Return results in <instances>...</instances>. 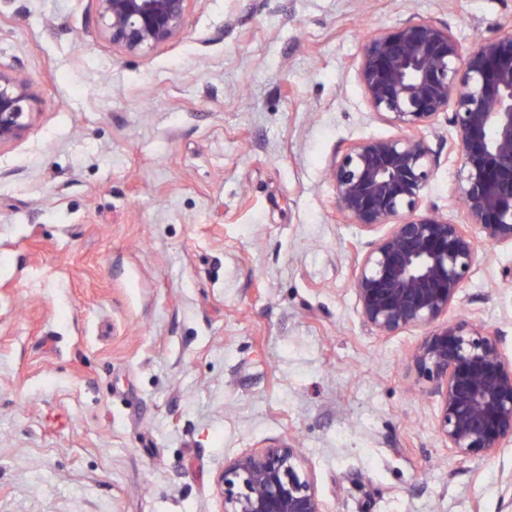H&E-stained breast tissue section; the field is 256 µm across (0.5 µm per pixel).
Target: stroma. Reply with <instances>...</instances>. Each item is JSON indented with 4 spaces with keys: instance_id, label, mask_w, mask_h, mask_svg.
I'll list each match as a JSON object with an SVG mask.
<instances>
[{
    "instance_id": "35a3bbf8",
    "label": "stroma",
    "mask_w": 512,
    "mask_h": 512,
    "mask_svg": "<svg viewBox=\"0 0 512 512\" xmlns=\"http://www.w3.org/2000/svg\"><path fill=\"white\" fill-rule=\"evenodd\" d=\"M512 0H191L146 55L93 0H0V64L31 124L0 146V512H221L225 462L297 445L326 512H501L512 445L464 459L411 361L351 282L363 239L327 171L395 135L357 77L408 18L463 45ZM424 206L462 213L448 124ZM482 260L448 320L512 358V249Z\"/></svg>"
}]
</instances>
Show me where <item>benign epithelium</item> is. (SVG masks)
<instances>
[{"label":"benign epithelium","mask_w":512,"mask_h":512,"mask_svg":"<svg viewBox=\"0 0 512 512\" xmlns=\"http://www.w3.org/2000/svg\"><path fill=\"white\" fill-rule=\"evenodd\" d=\"M102 35L147 54L182 32L190 0H93ZM366 102L398 130L334 161L337 211L366 234L353 275L358 312L379 336L427 327L413 361L433 383L448 449L487 457L512 444V359L472 319L443 322L479 263L476 238L512 247V23L466 47L446 25L406 19L370 35L357 68ZM28 82L0 66V146L29 127ZM446 115L464 223L423 207L436 155L425 131ZM224 512H324L298 450L241 454L218 477Z\"/></svg>","instance_id":"benign-epithelium-1"}]
</instances>
